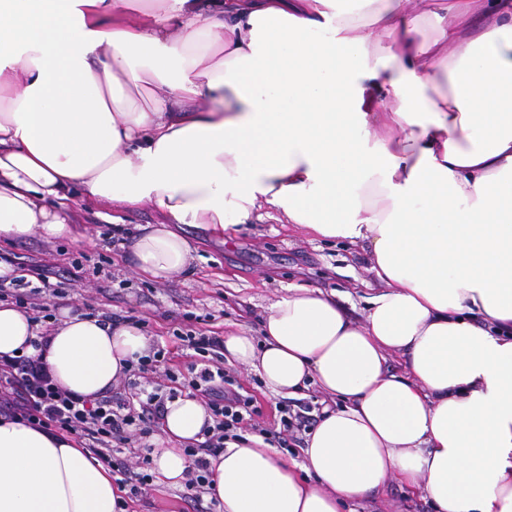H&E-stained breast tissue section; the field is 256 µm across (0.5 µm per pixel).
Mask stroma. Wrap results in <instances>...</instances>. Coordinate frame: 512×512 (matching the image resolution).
<instances>
[{
    "label": "stroma",
    "mask_w": 512,
    "mask_h": 512,
    "mask_svg": "<svg viewBox=\"0 0 512 512\" xmlns=\"http://www.w3.org/2000/svg\"><path fill=\"white\" fill-rule=\"evenodd\" d=\"M70 206L79 241L48 242L36 234L19 241L0 239V254H50L59 266L79 264L84 279L66 289L65 300L144 319L158 348H174L172 331L177 326L220 334L225 324L240 322L260 330L268 304L292 284L340 291L344 308L359 320L364 316L362 296L375 285L361 248L345 242H312L288 224H244L229 243L202 229L185 228V237L197 248L196 261L191 269L153 281L141 276L130 252L114 243L111 221L85 207L81 194H73ZM184 496L183 489L151 484L132 494L131 500L135 512H188ZM352 509L433 512L429 499L409 494L394 482Z\"/></svg>",
    "instance_id": "35a3bbf8"
}]
</instances>
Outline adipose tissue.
I'll return each mask as SVG.
<instances>
[{"label":"adipose tissue","mask_w":512,"mask_h":512,"mask_svg":"<svg viewBox=\"0 0 512 512\" xmlns=\"http://www.w3.org/2000/svg\"><path fill=\"white\" fill-rule=\"evenodd\" d=\"M0 0V238L77 240L72 190L126 211L159 280L252 221L361 246L382 282L356 324L336 292L285 288L260 335L224 331V359L284 397L314 391L301 460L264 436L209 456L219 512H342L395 480L435 512H512V0ZM123 88L150 93L126 106ZM0 301V356H38L95 399L152 346L63 307L47 345ZM406 357L403 374L389 357ZM213 418L169 400L158 485ZM127 491L74 436L0 416V512H127ZM121 215L125 220L122 226L124 228L123 233L127 236L126 241H128V236L131 237L138 232L137 226L139 224H157L160 220L156 212L147 203L136 209L125 211Z\"/></svg>","instance_id":"1"}]
</instances>
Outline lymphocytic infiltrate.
Wrapping results in <instances>:
<instances>
[{"mask_svg": "<svg viewBox=\"0 0 512 512\" xmlns=\"http://www.w3.org/2000/svg\"><path fill=\"white\" fill-rule=\"evenodd\" d=\"M28 271L37 279V286L23 289L19 277L7 284L0 282V300L14 299L39 315L47 312L50 298L62 293L55 282L58 272L49 263L29 266ZM174 337L181 349L192 351L195 357L199 369L187 385L198 392L214 421L204 431L205 442L187 451L193 469L186 488L189 499L199 505L208 482V455L223 449L225 441L237 439L239 431L258 427L262 411L255 397L226 372L223 339L204 329L178 331ZM168 355L167 349L160 348L139 359L127 381L131 396L115 394L94 401L58 387L40 360L0 356V415L74 435L82 448L106 461L116 450L138 457L141 442L152 433V423L160 416L166 397L177 394L176 389H165L157 376L159 364L167 362Z\"/></svg>", "mask_w": 512, "mask_h": 512, "instance_id": "f902f5d3", "label": "lymphocytic infiltrate"}]
</instances>
